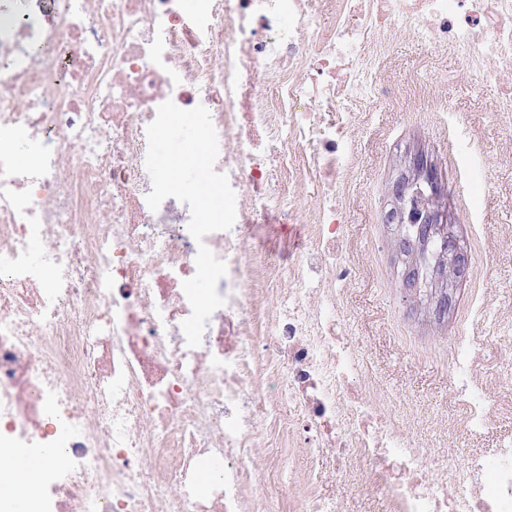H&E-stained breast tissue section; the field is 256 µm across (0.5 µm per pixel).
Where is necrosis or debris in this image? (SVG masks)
<instances>
[{
	"instance_id": "1",
	"label": "necrosis or debris",
	"mask_w": 512,
	"mask_h": 512,
	"mask_svg": "<svg viewBox=\"0 0 512 512\" xmlns=\"http://www.w3.org/2000/svg\"><path fill=\"white\" fill-rule=\"evenodd\" d=\"M0 0V447L62 451L28 475L37 512H266L264 449L327 453L394 512H512V443L442 456L368 397L336 294L348 99L388 98L395 33L461 54L512 112V0ZM204 105L236 219L203 243L224 303L186 344L190 210H150L146 128ZM26 162H19V155ZM299 225L288 264L244 243ZM482 336L448 368L477 436L502 372ZM288 399V416L273 412Z\"/></svg>"
}]
</instances>
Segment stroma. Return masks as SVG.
<instances>
[{"instance_id":"stroma-1","label":"stroma","mask_w":512,"mask_h":512,"mask_svg":"<svg viewBox=\"0 0 512 512\" xmlns=\"http://www.w3.org/2000/svg\"><path fill=\"white\" fill-rule=\"evenodd\" d=\"M392 98H353L349 108L361 161L347 176L342 203L347 211L346 250L355 276L337 292L346 335L366 368L371 393L382 395L400 428L427 447L457 456L488 454L512 441V382L502 384L501 405L488 430L471 439L457 425L458 386L448 373V349L462 328L489 336L487 365L512 363V340L495 341L500 326L512 327V129L495 117L498 90L472 78L464 58L442 54L404 36L394 39L384 73ZM478 141L481 185L452 175L461 132ZM423 150L447 184L446 206L465 243L470 265L454 290V308L443 320L428 314L402 286L397 236L386 215L393 206L390 185L411 152ZM479 202L477 218L469 207ZM486 307L484 323H470L471 298ZM316 493L342 512H389L378 485L336 481L329 455L309 458Z\"/></svg>"}]
</instances>
